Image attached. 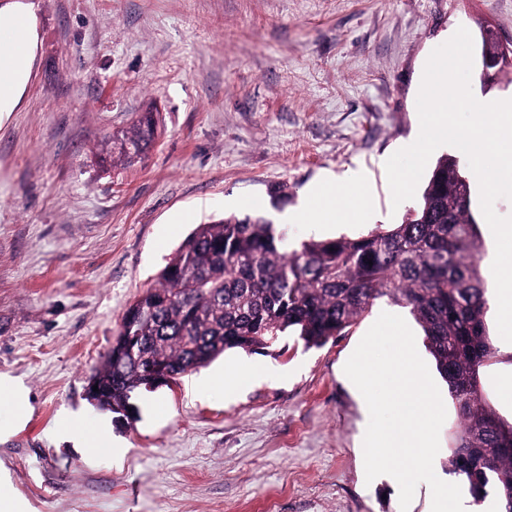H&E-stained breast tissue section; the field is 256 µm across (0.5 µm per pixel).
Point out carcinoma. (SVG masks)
<instances>
[{
	"label": "carcinoma",
	"mask_w": 512,
	"mask_h": 512,
	"mask_svg": "<svg viewBox=\"0 0 512 512\" xmlns=\"http://www.w3.org/2000/svg\"><path fill=\"white\" fill-rule=\"evenodd\" d=\"M156 133L155 113L145 112L112 135L120 164L138 162ZM480 248L469 179L448 154L437 160L411 217L357 238L310 240L290 251L262 216L199 224L157 284L123 314L115 342L131 336L133 349L108 352L93 375L101 388L96 405L129 410L149 365L174 379L230 350L269 348L286 331L307 348L322 347L388 296L421 326L460 418L448 473L465 480L477 501L494 476L512 512V423L478 389L480 368L496 353Z\"/></svg>",
	"instance_id": "carcinoma-1"
}]
</instances>
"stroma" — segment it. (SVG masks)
<instances>
[{"label": "stroma", "mask_w": 512, "mask_h": 512, "mask_svg": "<svg viewBox=\"0 0 512 512\" xmlns=\"http://www.w3.org/2000/svg\"><path fill=\"white\" fill-rule=\"evenodd\" d=\"M39 51L0 121V479L24 512H404L366 481V403L343 367L381 312L305 348L229 351L118 414L87 398L126 307L200 224L300 207L349 171L366 200L336 196L332 224L281 225L289 248L401 223L384 161L408 146L431 51L458 27L512 42V0H34ZM161 135L130 169L109 135L148 107ZM499 352L479 390L504 421ZM263 372L227 395L224 372Z\"/></svg>", "instance_id": "obj_1"}]
</instances>
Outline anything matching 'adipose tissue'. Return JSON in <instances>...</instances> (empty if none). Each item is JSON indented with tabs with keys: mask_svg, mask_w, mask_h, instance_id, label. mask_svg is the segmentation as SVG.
Instances as JSON below:
<instances>
[{
	"mask_svg": "<svg viewBox=\"0 0 512 512\" xmlns=\"http://www.w3.org/2000/svg\"><path fill=\"white\" fill-rule=\"evenodd\" d=\"M38 18L33 0H5L0 5V116L15 111L32 76L38 47ZM339 193L364 198V182L349 176L346 182L321 185L297 217L319 223L336 219L332 200Z\"/></svg>",
	"mask_w": 512,
	"mask_h": 512,
	"instance_id": "obj_1",
	"label": "adipose tissue"
}]
</instances>
